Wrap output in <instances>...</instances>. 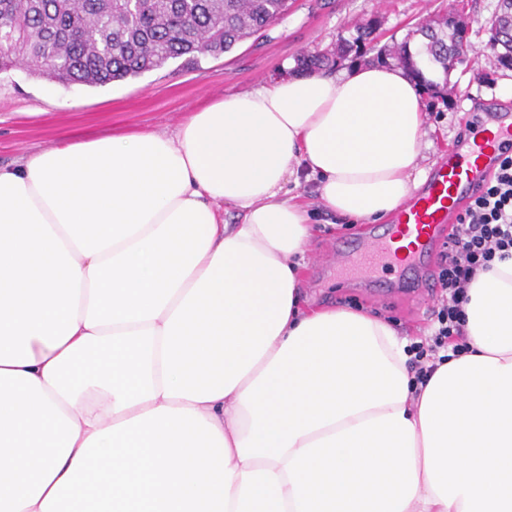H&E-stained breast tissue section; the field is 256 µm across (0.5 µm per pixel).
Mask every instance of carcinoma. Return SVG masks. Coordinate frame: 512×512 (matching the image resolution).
<instances>
[{"mask_svg":"<svg viewBox=\"0 0 512 512\" xmlns=\"http://www.w3.org/2000/svg\"><path fill=\"white\" fill-rule=\"evenodd\" d=\"M288 11V0H0V73L24 66L29 75L64 85L104 86L138 77L171 60L220 55L265 30ZM444 19L415 30L422 47L408 42L381 48L429 86L415 56L448 76L454 37ZM375 22L356 25L357 36L336 49L312 53L298 67L313 73L375 40ZM490 40L502 47L499 64L512 68V26L503 19Z\"/></svg>","mask_w":512,"mask_h":512,"instance_id":"cac0c4a2","label":"carcinoma"}]
</instances>
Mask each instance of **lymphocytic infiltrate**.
Instances as JSON below:
<instances>
[{
	"label": "lymphocytic infiltrate",
	"mask_w": 512,
	"mask_h": 512,
	"mask_svg": "<svg viewBox=\"0 0 512 512\" xmlns=\"http://www.w3.org/2000/svg\"><path fill=\"white\" fill-rule=\"evenodd\" d=\"M512 251V155L502 157L480 192L457 214L440 253L434 283L441 290L433 311L435 326L429 343L411 345L410 362L418 381H426L432 362L443 348L463 353L468 348L462 304L478 271L490 269L495 257Z\"/></svg>",
	"instance_id": "1"
}]
</instances>
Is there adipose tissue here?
<instances>
[{
    "mask_svg": "<svg viewBox=\"0 0 512 512\" xmlns=\"http://www.w3.org/2000/svg\"><path fill=\"white\" fill-rule=\"evenodd\" d=\"M425 135L417 80L353 66L0 166V512H512V254L422 384L301 296L289 184L383 220Z\"/></svg>",
    "mask_w": 512,
    "mask_h": 512,
    "instance_id": "adipose-tissue-1",
    "label": "adipose tissue"
}]
</instances>
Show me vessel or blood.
<instances>
[{
  "label": "vessel or blood",
  "instance_id": "1",
  "mask_svg": "<svg viewBox=\"0 0 512 512\" xmlns=\"http://www.w3.org/2000/svg\"><path fill=\"white\" fill-rule=\"evenodd\" d=\"M512 150V113H494L491 125L471 126L464 151H449L436 164L426 186L403 202L392 223L360 251L362 264L419 268L441 244L448 216L483 186L505 150Z\"/></svg>",
  "mask_w": 512,
  "mask_h": 512
}]
</instances>
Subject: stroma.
Instances as JSON below:
<instances>
[{
	"label": "stroma",
	"instance_id": "35a3bbf8",
	"mask_svg": "<svg viewBox=\"0 0 512 512\" xmlns=\"http://www.w3.org/2000/svg\"><path fill=\"white\" fill-rule=\"evenodd\" d=\"M472 20L473 50L456 64L447 96H425L428 135L421 147L424 172H431L448 149L458 145L481 111L512 108L505 91L512 89V70L496 66L489 28L499 0H464ZM453 0H289L279 22L237 45L231 52L180 58L160 69L104 86L65 87L16 69L0 74V164L18 163L23 156L51 147L67 137L94 138L118 131H170L204 103L227 94L250 91L297 72L307 51L325 49L338 39H353L355 27L376 16L381 20L374 48L356 60H371L377 48L403 42L423 22L447 14ZM313 201V224L319 229L307 254L304 292L324 305L362 309L393 322L402 338L421 341L433 330L431 310L436 296L403 300L376 298L362 284L336 277L338 253L361 247L371 224L347 220L315 204V186L298 189Z\"/></svg>",
	"mask_w": 512,
	"mask_h": 512
}]
</instances>
